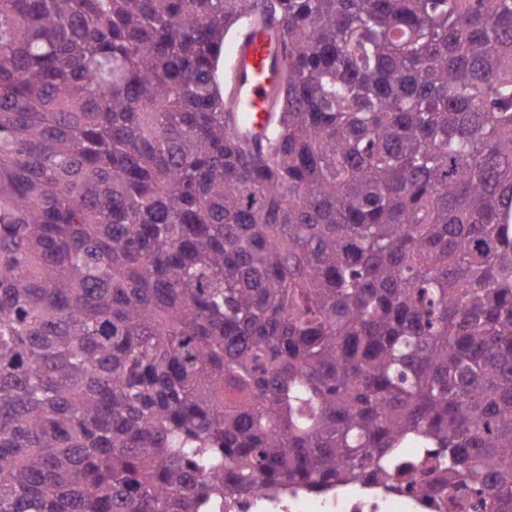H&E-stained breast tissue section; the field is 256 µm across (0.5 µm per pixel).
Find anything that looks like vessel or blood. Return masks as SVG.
I'll return each instance as SVG.
<instances>
[{
  "label": "vessel or blood",
  "mask_w": 512,
  "mask_h": 512,
  "mask_svg": "<svg viewBox=\"0 0 512 512\" xmlns=\"http://www.w3.org/2000/svg\"><path fill=\"white\" fill-rule=\"evenodd\" d=\"M253 18L251 35L237 40L231 51L237 80L226 115L233 132L251 143L264 141L272 127L280 89L277 67L284 53L281 21L261 11Z\"/></svg>",
  "instance_id": "b4317fda"
}]
</instances>
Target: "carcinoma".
Listing matches in <instances>:
<instances>
[{"label": "carcinoma", "mask_w": 512, "mask_h": 512, "mask_svg": "<svg viewBox=\"0 0 512 512\" xmlns=\"http://www.w3.org/2000/svg\"><path fill=\"white\" fill-rule=\"evenodd\" d=\"M250 5L0 0V512H512V0H263L262 145ZM252 15L251 35L237 40L231 51L237 80L226 122L240 139L254 143L266 139L274 121L280 89L277 67L284 49L279 38L282 20H270L262 11ZM402 478L390 473L381 482L340 483L321 493L302 490L252 491L247 497L225 498L216 512H446L442 498L413 496L398 490Z\"/></svg>", "instance_id": "1"}]
</instances>
